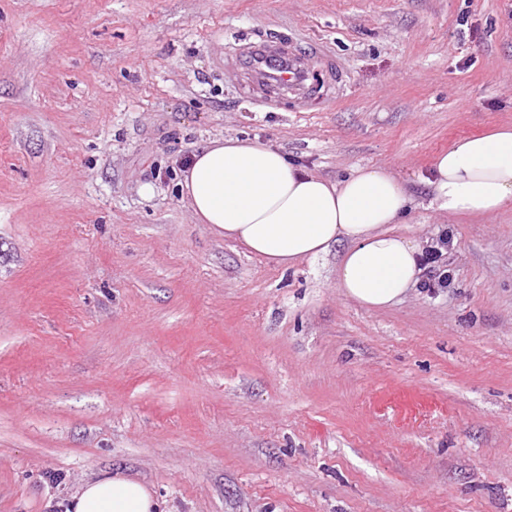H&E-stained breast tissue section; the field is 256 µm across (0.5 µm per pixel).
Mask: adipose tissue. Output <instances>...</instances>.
Returning a JSON list of instances; mask_svg holds the SVG:
<instances>
[{"label":"adipose tissue","mask_w":512,"mask_h":512,"mask_svg":"<svg viewBox=\"0 0 512 512\" xmlns=\"http://www.w3.org/2000/svg\"><path fill=\"white\" fill-rule=\"evenodd\" d=\"M432 204L451 217L491 218L512 205V125L455 141L428 180ZM181 195L198 223L267 263L290 268L343 250L336 286L348 299L384 309L422 280L425 241L399 233L409 197L382 166H358L333 181L291 162L270 145L215 138L183 169ZM64 512H159L148 485L123 472L80 483Z\"/></svg>","instance_id":"ef3b65f1"}]
</instances>
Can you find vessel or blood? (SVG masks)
Wrapping results in <instances>:
<instances>
[{
  "label": "vessel or blood",
  "mask_w": 512,
  "mask_h": 512,
  "mask_svg": "<svg viewBox=\"0 0 512 512\" xmlns=\"http://www.w3.org/2000/svg\"><path fill=\"white\" fill-rule=\"evenodd\" d=\"M245 64L257 82L267 87L287 86L303 90L311 77L303 53L266 41L253 43Z\"/></svg>",
  "instance_id": "vessel-or-blood-1"
}]
</instances>
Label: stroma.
Wrapping results in <instances>:
<instances>
[{
	"label": "stroma",
	"instance_id": "stroma-1",
	"mask_svg": "<svg viewBox=\"0 0 512 512\" xmlns=\"http://www.w3.org/2000/svg\"><path fill=\"white\" fill-rule=\"evenodd\" d=\"M308 51L313 104L229 63ZM512 124V0H0V512L119 469L165 512H512V206L431 208ZM256 139L384 166L449 287L384 310L337 251L282 269L197 223L182 164Z\"/></svg>",
	"mask_w": 512,
	"mask_h": 512
}]
</instances>
